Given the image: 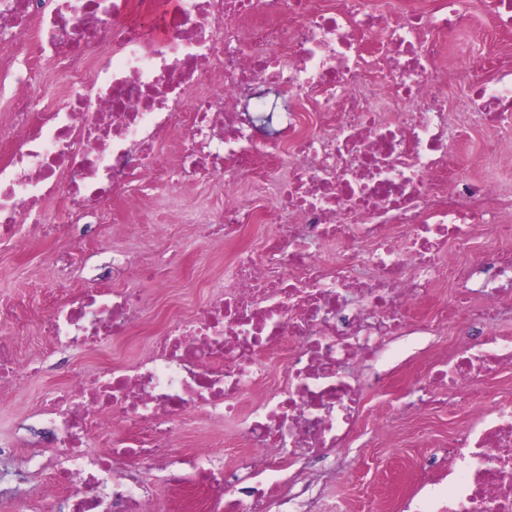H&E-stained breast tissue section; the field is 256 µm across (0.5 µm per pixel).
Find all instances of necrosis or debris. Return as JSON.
<instances>
[{
    "instance_id": "obj_1",
    "label": "necrosis or debris",
    "mask_w": 512,
    "mask_h": 512,
    "mask_svg": "<svg viewBox=\"0 0 512 512\" xmlns=\"http://www.w3.org/2000/svg\"><path fill=\"white\" fill-rule=\"evenodd\" d=\"M470 26L468 0H0V64L12 69L0 241L28 229L61 242V268L74 225L220 180L224 208L203 238L230 250L206 300L159 323L147 293L166 263L118 250L113 270L144 285L91 280L44 308L39 333L58 351L159 329L136 363L45 393L62 453L40 512H145L157 485L204 493L205 512H351L280 473L362 437L364 370L415 336L426 372L374 433L394 440L452 396L474 414L443 451L447 490L418 468L420 498L401 512H512V395L483 386L512 369L499 330L512 318V195L454 150L474 138L484 164L512 161V49L458 69L467 94L449 107L448 56ZM34 38L68 76L50 112L19 56ZM254 226L257 250L244 240ZM193 417L234 426L235 469L209 444L173 455Z\"/></svg>"
}]
</instances>
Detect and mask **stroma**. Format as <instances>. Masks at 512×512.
<instances>
[{
    "mask_svg": "<svg viewBox=\"0 0 512 512\" xmlns=\"http://www.w3.org/2000/svg\"><path fill=\"white\" fill-rule=\"evenodd\" d=\"M224 204V184L215 181L179 189L154 199L148 212H125L128 224L152 223L154 228L171 233L181 250V260L196 266L200 276L208 278L213 267L204 256L210 251L203 244L199 224L220 212ZM77 255L71 267L57 273L52 269L55 244L23 236L0 244V304L9 306L12 314L33 319L37 311L33 298L49 303L65 300L69 293L96 274L98 267L112 260V247L136 250L135 241L122 237L111 228L80 234L72 242ZM144 353L141 345L116 342L96 350L73 349L67 352L72 378L82 377L107 361L135 362ZM61 372L45 368L19 388L0 393V438L12 441L10 455L0 458V512H17L25 503L29 512H38V494L55 464V451L32 445L25 427L42 424L39 404L44 392L62 383ZM473 415L469 404H450L447 410H423L412 422L410 433L390 444L375 439L361 447L351 470L341 478L322 477L327 497L349 501L355 512H396L398 501L410 494L412 467L434 462L435 472L446 471L447 465L435 462V442L447 439L453 429L467 425Z\"/></svg>",
    "mask_w": 512,
    "mask_h": 512,
    "instance_id": "35a3bbf8",
    "label": "stroma"
}]
</instances>
